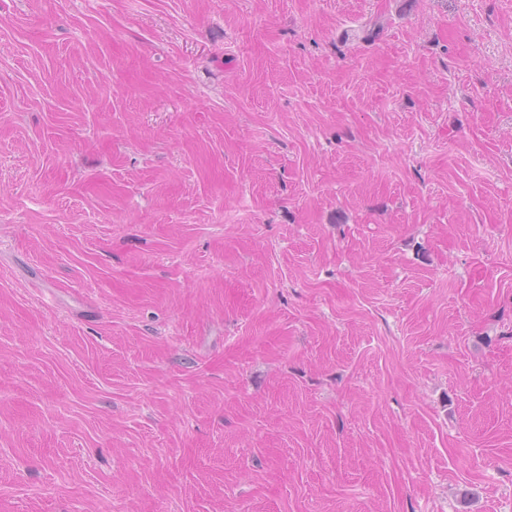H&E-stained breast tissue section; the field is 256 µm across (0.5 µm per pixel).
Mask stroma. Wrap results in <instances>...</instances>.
Instances as JSON below:
<instances>
[{
	"label": "stroma",
	"instance_id": "35a3bbf8",
	"mask_svg": "<svg viewBox=\"0 0 512 512\" xmlns=\"http://www.w3.org/2000/svg\"><path fill=\"white\" fill-rule=\"evenodd\" d=\"M0 512H512V0H0Z\"/></svg>",
	"mask_w": 512,
	"mask_h": 512
}]
</instances>
